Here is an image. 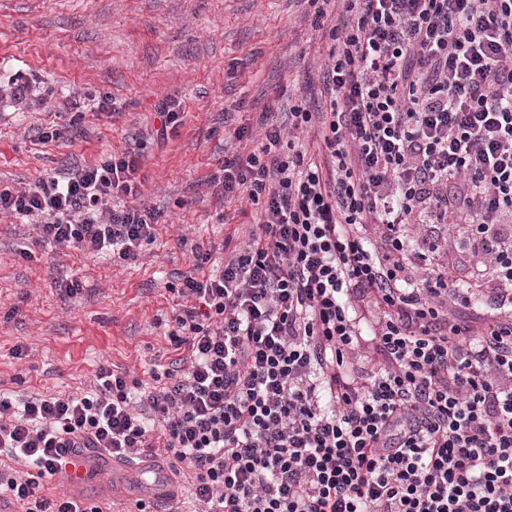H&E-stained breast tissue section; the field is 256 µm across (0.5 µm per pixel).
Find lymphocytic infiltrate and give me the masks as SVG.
Listing matches in <instances>:
<instances>
[{
  "label": "lymphocytic infiltrate",
  "mask_w": 512,
  "mask_h": 512,
  "mask_svg": "<svg viewBox=\"0 0 512 512\" xmlns=\"http://www.w3.org/2000/svg\"><path fill=\"white\" fill-rule=\"evenodd\" d=\"M340 2L323 100L262 113L258 148L224 159L225 199L255 215L221 271L179 290L181 375L137 397L104 365L81 396L14 415L0 398V452L50 475L90 449L172 458L192 484L168 479L160 497L195 512H512V0ZM139 159L0 187L1 215L38 221L22 257L136 261L157 224ZM451 240L459 262L437 261ZM467 265L488 301L473 323L455 314ZM366 341L374 369L352 375ZM2 486L25 512H102L19 475Z\"/></svg>",
  "instance_id": "f902f5d3"
}]
</instances>
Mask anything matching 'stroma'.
I'll use <instances>...</instances> for the list:
<instances>
[{
	"label": "stroma",
	"instance_id": "obj_1",
	"mask_svg": "<svg viewBox=\"0 0 512 512\" xmlns=\"http://www.w3.org/2000/svg\"><path fill=\"white\" fill-rule=\"evenodd\" d=\"M310 0H0V75L28 73L41 99L0 104V183L17 188L140 146L141 199L159 214L156 240L132 263L37 249L33 219L0 217V394L77 396L100 366L122 369L135 393L167 386L183 350L170 334L185 277L224 264V240L252 220L225 203L222 165L235 129L255 128L279 102L319 96L326 50ZM79 95L81 111L69 108ZM114 111H98L101 97ZM182 103L168 140L154 107ZM74 122L75 139L39 140ZM81 292L63 299L62 277Z\"/></svg>",
	"mask_w": 512,
	"mask_h": 512
}]
</instances>
